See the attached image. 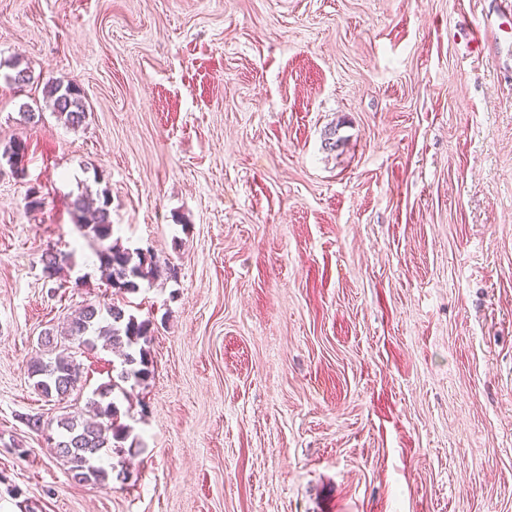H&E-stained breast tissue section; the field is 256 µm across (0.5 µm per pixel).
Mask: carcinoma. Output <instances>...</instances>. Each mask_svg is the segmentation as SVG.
Wrapping results in <instances>:
<instances>
[{
    "mask_svg": "<svg viewBox=\"0 0 512 512\" xmlns=\"http://www.w3.org/2000/svg\"><path fill=\"white\" fill-rule=\"evenodd\" d=\"M12 73L5 79L17 86H25L32 80L29 67L16 61L11 65ZM46 96L53 111L64 123L79 127L86 119L84 94L76 83L66 85L58 82L47 86ZM99 205L94 213L86 215L85 197L72 202L75 224L83 236L98 243L96 256L102 277L117 294L134 293L139 282L152 280L157 274L154 256L138 248L130 249L120 241L112 239L113 227L109 210L108 187L96 190ZM68 255L52 249L42 255L43 273L54 278ZM151 322L139 320L125 309V305L112 303H87L69 317L60 333L48 330L40 336V345L51 353L40 357L29 365V375L35 379L34 387L47 400L62 401L69 397L81 382L82 371L71 356H52L58 347V338L68 339L77 347L93 349L102 340L106 345L122 352L120 371L112 382L95 391L87 402L91 417L82 413L64 414L56 422L54 448L56 455L69 467L71 478L78 484L102 483L114 477L124 482L128 479L125 469L112 473L100 465L103 457L122 451L129 428L121 422L116 403L110 400L118 390L125 392L121 383L133 378L144 381L151 375L152 363L148 344Z\"/></svg>",
    "mask_w": 512,
    "mask_h": 512,
    "instance_id": "1",
    "label": "carcinoma"
}]
</instances>
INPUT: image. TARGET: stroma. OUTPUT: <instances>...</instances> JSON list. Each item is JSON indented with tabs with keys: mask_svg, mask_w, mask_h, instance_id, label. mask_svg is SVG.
Segmentation results:
<instances>
[{
	"mask_svg": "<svg viewBox=\"0 0 512 512\" xmlns=\"http://www.w3.org/2000/svg\"><path fill=\"white\" fill-rule=\"evenodd\" d=\"M497 3L0 0V62L33 74L0 78V150L28 146L0 172V512H512V69L473 39ZM99 177L176 279L109 288L72 216ZM92 301L151 321L153 372L116 399L128 480L80 486L25 418L119 361L78 350L60 402L28 367ZM46 96L49 98L53 111L64 123L79 127L86 119V109L83 102L84 94L77 83L47 84Z\"/></svg>",
	"mask_w": 512,
	"mask_h": 512,
	"instance_id": "stroma-1",
	"label": "stroma"
}]
</instances>
